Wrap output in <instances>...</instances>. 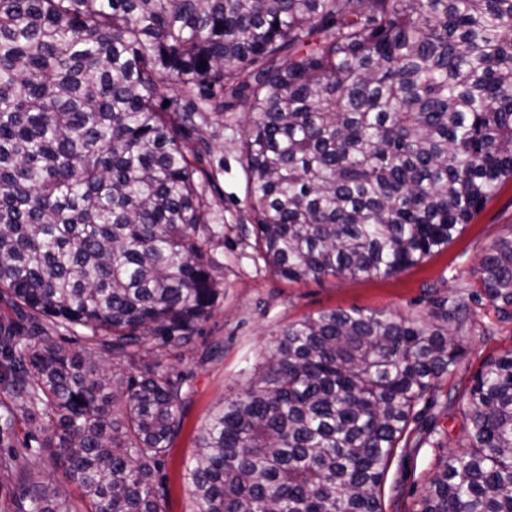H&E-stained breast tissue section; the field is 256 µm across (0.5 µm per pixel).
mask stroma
Masks as SVG:
<instances>
[{"instance_id":"obj_1","label":"stroma","mask_w":512,"mask_h":512,"mask_svg":"<svg viewBox=\"0 0 512 512\" xmlns=\"http://www.w3.org/2000/svg\"><path fill=\"white\" fill-rule=\"evenodd\" d=\"M245 120L237 110L206 112L199 120L211 147L204 165L218 176V190L209 199L224 235L210 251L224 280V295L192 350L166 347L155 352L172 370L192 375L182 427L162 470L167 488L164 512H193L194 497L185 470L199 429L218 403L247 387L268 354L273 334L288 323L334 309L426 316L433 310V300L466 296L468 307L462 318L449 324L466 354L458 370L437 383L435 393L440 397L451 389L462 394L486 362L512 350V313H503L485 297L475 276L494 241L512 233V179L501 184L445 251L418 266L387 278L328 277L291 283L253 259L254 239L246 231L253 217L241 157ZM214 343L222 344V357L202 360L206 346ZM15 404L0 385V456L15 450L19 463L44 482L67 487L63 469L52 463L47 451L28 444L44 418L29 420ZM438 455V449L427 446L394 459L384 487L386 512H415L424 484L435 473Z\"/></svg>"}]
</instances>
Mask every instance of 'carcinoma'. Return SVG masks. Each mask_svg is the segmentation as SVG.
I'll use <instances>...</instances> for the list:
<instances>
[{"instance_id": "cac0c4a2", "label": "carcinoma", "mask_w": 512, "mask_h": 512, "mask_svg": "<svg viewBox=\"0 0 512 512\" xmlns=\"http://www.w3.org/2000/svg\"><path fill=\"white\" fill-rule=\"evenodd\" d=\"M234 109L256 259L293 283L395 275L512 179V0H0V294L16 317L0 383L28 417L48 410L33 441L85 503L10 456L18 512H162L188 375L147 352L192 348L223 295L196 117ZM477 279L512 305V234ZM466 307L277 331L199 429L194 512H384L396 453L443 447L419 405L457 400L435 388L464 354L448 322ZM43 320L89 329L95 350ZM465 419L415 512H512V351L474 376ZM46 336H50L51 340L59 343L68 348H86L89 350L94 349V345L91 341L85 338L90 336L91 333L88 329L82 327H76L74 330H64L62 328L56 329L52 327L47 321L42 323Z\"/></svg>"}]
</instances>
